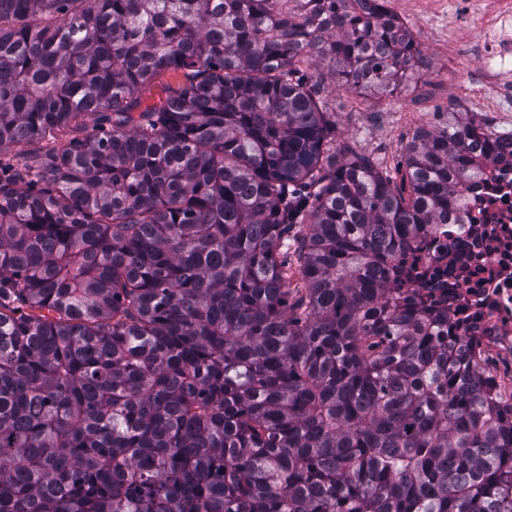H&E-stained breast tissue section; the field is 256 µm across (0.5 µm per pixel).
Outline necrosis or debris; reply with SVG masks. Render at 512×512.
<instances>
[{
    "instance_id": "4bbe7bcc",
    "label": "necrosis or debris",
    "mask_w": 512,
    "mask_h": 512,
    "mask_svg": "<svg viewBox=\"0 0 512 512\" xmlns=\"http://www.w3.org/2000/svg\"><path fill=\"white\" fill-rule=\"evenodd\" d=\"M453 11L486 10L479 23L480 90L495 104L477 112L494 135L512 136V0H451ZM486 174L463 201V221L438 224L395 263L410 269L397 280L400 294L448 310V333L461 337L485 372L483 390L496 407L512 406V146L487 156Z\"/></svg>"
}]
</instances>
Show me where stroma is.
Returning a JSON list of instances; mask_svg holds the SVG:
<instances>
[{
    "mask_svg": "<svg viewBox=\"0 0 512 512\" xmlns=\"http://www.w3.org/2000/svg\"><path fill=\"white\" fill-rule=\"evenodd\" d=\"M397 4L422 50L416 70L387 90L339 88L328 100L338 121L339 143L398 183L402 176L396 167L414 129L437 125L456 111L460 100L472 98L462 54L476 51L478 32L472 19L429 11L425 0Z\"/></svg>",
    "mask_w": 512,
    "mask_h": 512,
    "instance_id": "35a3bbf8",
    "label": "stroma"
}]
</instances>
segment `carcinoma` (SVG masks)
Segmentation results:
<instances>
[{
  "mask_svg": "<svg viewBox=\"0 0 512 512\" xmlns=\"http://www.w3.org/2000/svg\"><path fill=\"white\" fill-rule=\"evenodd\" d=\"M352 2L0 0V147L87 131L0 159V512H512V412L391 282L499 139L338 160L326 80L422 59Z\"/></svg>",
  "mask_w": 512,
  "mask_h": 512,
  "instance_id": "cac0c4a2",
  "label": "carcinoma"
}]
</instances>
